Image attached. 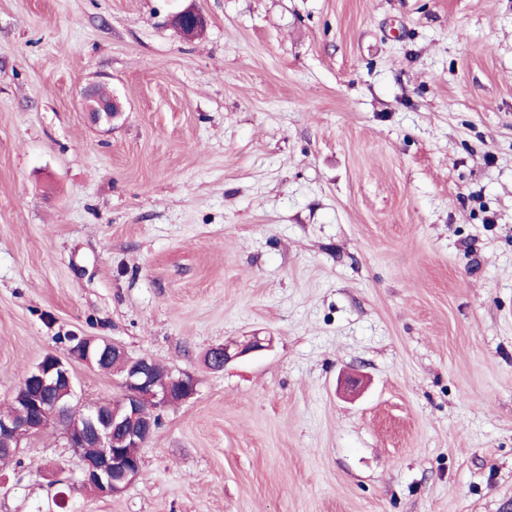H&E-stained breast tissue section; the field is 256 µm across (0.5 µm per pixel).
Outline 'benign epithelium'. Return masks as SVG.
Segmentation results:
<instances>
[{
  "label": "benign epithelium",
  "mask_w": 512,
  "mask_h": 512,
  "mask_svg": "<svg viewBox=\"0 0 512 512\" xmlns=\"http://www.w3.org/2000/svg\"><path fill=\"white\" fill-rule=\"evenodd\" d=\"M170 25L186 38L201 35L206 28L203 12L190 5L170 18ZM90 118L97 125L112 126V121L123 112V105L116 97L101 100L87 106ZM263 349V340L257 336L244 343L226 342L211 347L205 354L206 364L212 371L224 366L248 352ZM122 364L119 385L123 403L112 409V416L99 418L95 415L84 417L82 423L68 422L64 427L66 444L76 450L88 444L101 449L99 456L89 463L85 477L95 480L107 495L118 496L132 484L141 471V459H125L120 448H143L147 443L152 423L135 421L142 415L145 405L151 404L161 410L172 404L189 401L197 394V379L182 370H170L168 384L156 389L152 363L144 357H132L116 342L99 341L95 336L85 337L77 346L64 354L51 353L27 376L23 392H17L14 403H23L38 409V414L19 419L21 411L0 415V446L9 447L20 443V437H38L52 423H59L60 416H71L74 408L75 383L70 366L74 362L91 368H99L110 360Z\"/></svg>",
  "instance_id": "benign-epithelium-1"
}]
</instances>
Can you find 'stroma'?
<instances>
[{
  "label": "stroma",
  "instance_id": "35a3bbf8",
  "mask_svg": "<svg viewBox=\"0 0 512 512\" xmlns=\"http://www.w3.org/2000/svg\"><path fill=\"white\" fill-rule=\"evenodd\" d=\"M70 333L198 392L121 496L51 427L0 512H512V0H0V412ZM169 22L186 38H195L201 35L207 24L203 12L193 5L172 15ZM87 111L90 118L96 125L112 126V121L118 118L123 112V105L117 97L109 100L97 101L96 104H89ZM263 340L257 336H253L248 339L245 343L238 342H225L212 346L205 354L207 367L212 371H220L224 369V366L236 359L237 357L244 355L248 352L258 351L263 349ZM215 355H218L216 361Z\"/></svg>",
  "mask_w": 512,
  "mask_h": 512
}]
</instances>
